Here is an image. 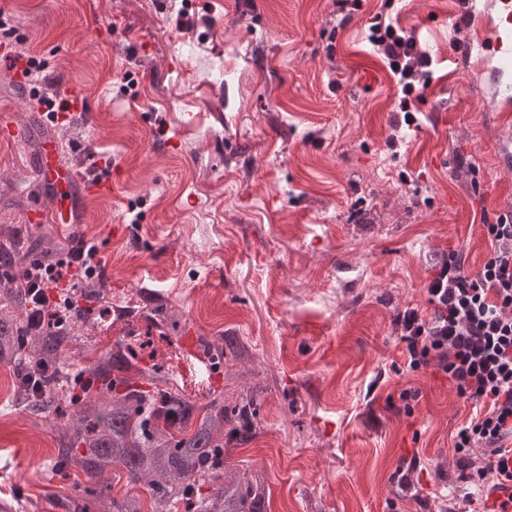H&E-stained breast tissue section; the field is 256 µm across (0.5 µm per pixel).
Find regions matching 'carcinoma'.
I'll use <instances>...</instances> for the list:
<instances>
[{
    "mask_svg": "<svg viewBox=\"0 0 512 512\" xmlns=\"http://www.w3.org/2000/svg\"><path fill=\"white\" fill-rule=\"evenodd\" d=\"M59 253L54 239H33L22 230H0V364L12 368L20 403L34 416L74 406L57 427V450L49 468L63 476L81 472L79 495L95 497L96 508L73 499V512H265L267 478L260 467L227 470L228 444H244L253 434L256 400L233 390L200 407L194 428L178 426L194 405L161 386L146 391L112 376V361L101 357L61 377L69 365L68 346L82 340L89 313L71 315L60 330L33 329L21 281L27 268ZM76 293L87 301L104 299V285L86 280ZM125 473L130 489L110 494L106 477Z\"/></svg>",
    "mask_w": 512,
    "mask_h": 512,
    "instance_id": "obj_1",
    "label": "carcinoma"
}]
</instances>
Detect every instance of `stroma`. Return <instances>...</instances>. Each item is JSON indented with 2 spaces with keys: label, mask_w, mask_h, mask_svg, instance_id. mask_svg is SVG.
<instances>
[{
  "label": "stroma",
  "mask_w": 512,
  "mask_h": 512,
  "mask_svg": "<svg viewBox=\"0 0 512 512\" xmlns=\"http://www.w3.org/2000/svg\"><path fill=\"white\" fill-rule=\"evenodd\" d=\"M359 2L0 0L11 56L85 101L50 122L0 53V228L64 251L96 240L108 311L75 365L132 332L244 347L223 385L257 387L255 435L227 466L265 470L268 512H466L453 441L472 405L436 367H408L395 320L431 315L449 251L477 272L484 221L512 211L497 94L512 75L478 47L507 7L480 0L461 27L460 0ZM377 15L432 61L405 112L369 41ZM63 130L61 161L112 186L82 194L74 224L57 223L37 163ZM11 377L0 366V494L63 512L72 482L48 469L61 418L24 411Z\"/></svg>",
  "instance_id": "obj_1"
}]
</instances>
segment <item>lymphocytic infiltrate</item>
<instances>
[{
  "instance_id": "1",
  "label": "lymphocytic infiltrate",
  "mask_w": 512,
  "mask_h": 512,
  "mask_svg": "<svg viewBox=\"0 0 512 512\" xmlns=\"http://www.w3.org/2000/svg\"><path fill=\"white\" fill-rule=\"evenodd\" d=\"M370 42L387 60L403 95L431 83V63L417 53L411 34L378 20ZM486 233L491 250L478 272H466L462 252L450 251L427 287L432 314L424 317L411 308L397 319L409 368L436 366L474 407L453 446L463 462L479 449L487 457L485 466L461 477L470 505L480 502L489 482L512 481V472L497 465L512 439V213L498 216ZM103 273L98 245L84 238L75 240L67 259L34 264L24 280L34 323L64 326L63 311L80 307L73 293L77 281Z\"/></svg>"
}]
</instances>
